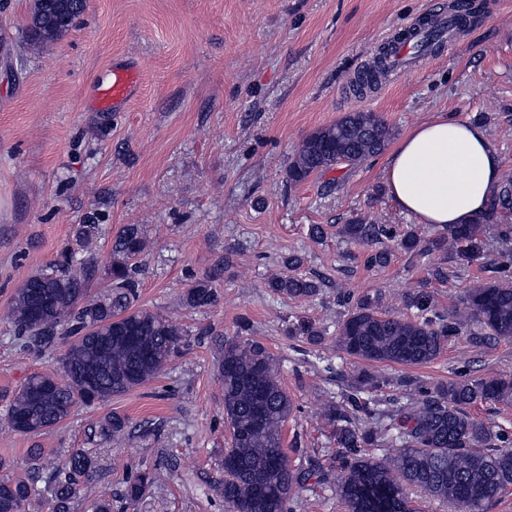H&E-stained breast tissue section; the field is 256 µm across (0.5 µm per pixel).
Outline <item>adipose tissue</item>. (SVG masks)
<instances>
[{"instance_id":"obj_1","label":"adipose tissue","mask_w":512,"mask_h":512,"mask_svg":"<svg viewBox=\"0 0 512 512\" xmlns=\"http://www.w3.org/2000/svg\"><path fill=\"white\" fill-rule=\"evenodd\" d=\"M503 159L488 129L444 114L415 126L391 149L388 193L418 223L467 224L490 206Z\"/></svg>"}]
</instances>
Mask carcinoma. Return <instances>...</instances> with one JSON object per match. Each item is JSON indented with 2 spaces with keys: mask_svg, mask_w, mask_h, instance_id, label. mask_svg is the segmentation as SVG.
I'll return each mask as SVG.
<instances>
[{
  "mask_svg": "<svg viewBox=\"0 0 512 512\" xmlns=\"http://www.w3.org/2000/svg\"><path fill=\"white\" fill-rule=\"evenodd\" d=\"M85 0H34L27 27L32 45L61 36L82 14ZM393 130L373 112H350L335 123L303 139L288 164V183L298 184L314 174L336 168L335 160L358 165L380 154ZM512 203V177L487 212L471 224L448 225L432 239L412 228L402 234L389 224H368L359 219L345 224L341 233L349 240L375 244L398 239L407 253H456L477 248L478 236L489 224L500 228L502 239H512V225L504 222L503 209ZM147 240L135 224L121 228L112 247V293L87 297V275L92 266L66 251L51 272L29 278L12 298L8 318L18 334L49 343L59 337L65 351L60 358L64 380L37 373L12 399L8 424L16 432L38 435L66 419L73 408L104 402L157 377L178 353L184 330L168 318L146 309L132 308L139 284V258ZM302 257L282 260L288 272L269 277L266 287L277 295L311 298L322 281L299 273ZM497 279L471 288L460 307L448 318L432 313L426 295H408L413 318L387 316L379 300L365 297L348 306L338 323L336 344L347 355L369 362L416 366L434 360L450 336L462 332L480 344L487 338L512 340V252L504 251L495 264ZM217 274L192 281L184 294L191 308L210 307L218 301L213 287ZM250 322L241 318L237 337L224 343L220 375L224 388V420L232 429L231 448L225 451L231 465L224 467V503L230 512H288L308 478V472L290 467L283 449L284 423L294 413V403L283 389L273 356L243 335ZM290 336H301L311 346L322 343L326 329L310 320L288 325ZM124 336H137L132 344ZM380 383L361 373L349 386L346 402L329 400L322 417L332 427L339 448H377L388 438L401 442L392 458L361 454L336 480L335 494L348 512H417L408 489L448 501L458 512H483L487 503L512 486V437L472 417L466 408L476 403L512 402V374L466 378L424 391L415 404L395 410L380 408L372 393ZM364 411L373 423L350 425L348 408ZM92 461L72 453L45 482L52 512H70L77 497L91 484ZM150 477L131 482L128 507L139 504ZM39 494L33 483L0 479V512H24L25 504Z\"/></svg>",
  "mask_w": 512,
  "mask_h": 512,
  "instance_id": "1",
  "label": "carcinoma"
}]
</instances>
